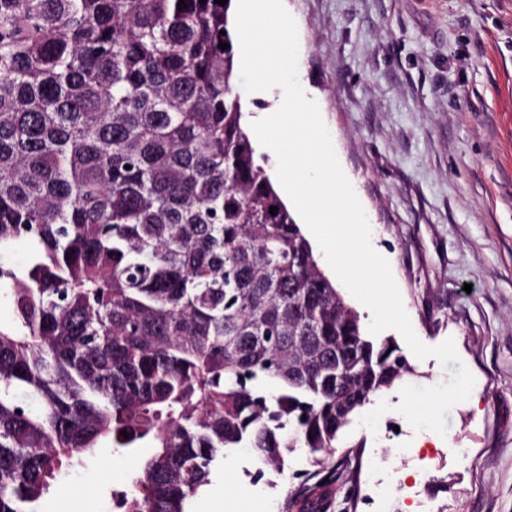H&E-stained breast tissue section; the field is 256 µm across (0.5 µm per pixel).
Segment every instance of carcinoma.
<instances>
[{"mask_svg": "<svg viewBox=\"0 0 512 512\" xmlns=\"http://www.w3.org/2000/svg\"><path fill=\"white\" fill-rule=\"evenodd\" d=\"M178 2L0 0V512L104 447L151 449L114 512H192L236 448L261 475L304 449L326 512L340 435L414 373L273 186L231 3Z\"/></svg>", "mask_w": 512, "mask_h": 512, "instance_id": "obj_1", "label": "carcinoma"}]
</instances>
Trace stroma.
<instances>
[{"label":"stroma","instance_id":"obj_1","mask_svg":"<svg viewBox=\"0 0 512 512\" xmlns=\"http://www.w3.org/2000/svg\"><path fill=\"white\" fill-rule=\"evenodd\" d=\"M298 80L391 267L413 329L453 339L475 384L447 433L414 431L399 389L368 405L337 447L360 464L331 512H512V0H283ZM459 362V363H460ZM143 449H99L40 512H110ZM228 456L195 512H286L305 450L284 474Z\"/></svg>","mask_w":512,"mask_h":512}]
</instances>
